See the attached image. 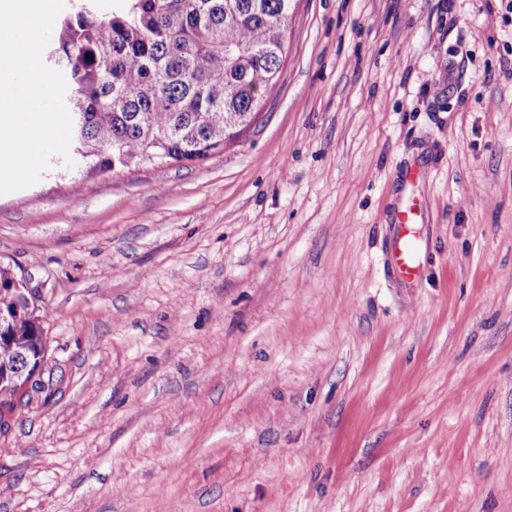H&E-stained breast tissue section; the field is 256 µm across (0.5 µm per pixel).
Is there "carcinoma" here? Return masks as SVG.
I'll list each match as a JSON object with an SVG mask.
<instances>
[{
	"label": "carcinoma",
	"instance_id": "cac0c4a2",
	"mask_svg": "<svg viewBox=\"0 0 512 512\" xmlns=\"http://www.w3.org/2000/svg\"><path fill=\"white\" fill-rule=\"evenodd\" d=\"M77 0L48 61L64 72L70 148L99 173L224 150L280 77L292 0ZM12 271L0 265V308ZM15 351L45 355L36 312L13 320Z\"/></svg>",
	"mask_w": 512,
	"mask_h": 512
}]
</instances>
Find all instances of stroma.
I'll list each match as a JSON object with an SVG mask.
<instances>
[{"label":"stroma","mask_w":512,"mask_h":512,"mask_svg":"<svg viewBox=\"0 0 512 512\" xmlns=\"http://www.w3.org/2000/svg\"><path fill=\"white\" fill-rule=\"evenodd\" d=\"M0 263L48 344L0 512H512V0H293L236 143L45 170ZM419 177L417 172H410L403 179V201L390 218L393 239L388 253V263L394 272L405 280L417 278L422 269L420 243L412 231V225L424 224V215L419 199L410 191Z\"/></svg>","instance_id":"stroma-1"}]
</instances>
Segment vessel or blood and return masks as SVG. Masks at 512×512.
Here are the masks:
<instances>
[{
    "mask_svg": "<svg viewBox=\"0 0 512 512\" xmlns=\"http://www.w3.org/2000/svg\"><path fill=\"white\" fill-rule=\"evenodd\" d=\"M417 180V173L406 175L403 180V201L390 218L393 239L388 253V263L394 272L405 280L417 278L422 269L420 243L412 231L413 225L424 221L421 203L412 192Z\"/></svg>",
    "mask_w": 512,
    "mask_h": 512,
    "instance_id": "obj_1",
    "label": "vessel or blood"
}]
</instances>
